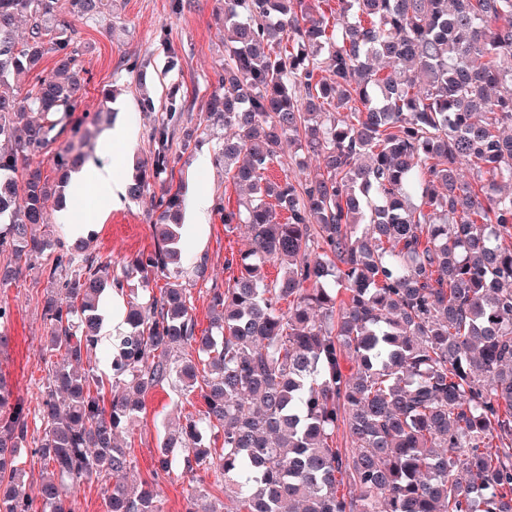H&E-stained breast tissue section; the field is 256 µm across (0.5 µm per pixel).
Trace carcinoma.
Masks as SVG:
<instances>
[{"label": "carcinoma", "instance_id": "cac0c4a2", "mask_svg": "<svg viewBox=\"0 0 512 512\" xmlns=\"http://www.w3.org/2000/svg\"><path fill=\"white\" fill-rule=\"evenodd\" d=\"M102 6L0 0V287L45 254L58 286L43 308L37 439L0 376V512H74L70 485L103 471L106 512H163L154 482L127 484L119 435L169 384L199 392L206 410L162 436L155 471H213L229 512H512V192L501 190L512 183V0H224L204 121L234 130L219 160L250 194L217 212L248 228L251 247L226 261L236 274L211 280L200 335L179 283L180 187L162 190L154 249L121 277L84 241L37 233L51 193L35 159L84 88L70 18ZM173 122L183 149L197 142L200 125L170 107L130 199L174 170ZM292 136L318 167L264 180ZM84 160L58 151L59 183ZM134 273L171 281L129 305L105 380L84 368L99 299ZM341 425L349 448L336 445ZM29 443L57 474L34 497Z\"/></svg>", "mask_w": 512, "mask_h": 512}]
</instances>
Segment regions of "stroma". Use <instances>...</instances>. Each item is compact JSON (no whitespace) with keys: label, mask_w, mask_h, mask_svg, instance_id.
Here are the masks:
<instances>
[{"label":"stroma","mask_w":512,"mask_h":512,"mask_svg":"<svg viewBox=\"0 0 512 512\" xmlns=\"http://www.w3.org/2000/svg\"><path fill=\"white\" fill-rule=\"evenodd\" d=\"M220 6V0H192L177 14L172 10V0H105L95 18L74 20L86 82L73 117L87 121V136L79 143L87 160H98L111 128L122 126L130 131L131 139L120 148L113 172L121 181H130L136 167L149 162L153 155L151 133L166 119L171 98L190 99V113L199 117L201 104L213 90V72L224 61ZM147 97L153 100V109L144 108ZM105 106L111 111L110 120L90 124V116ZM223 138V127L214 125L190 148H182L180 138L169 141L171 153L178 158L175 180L184 197L198 190L208 195L213 206L202 233L192 214H185L180 242L184 268L181 282L191 295L193 313L202 330L210 325L209 297L205 283L192 276L193 267L206 262L209 275L226 280V257L249 248L246 228H225L214 209L215 204L242 195L216 160ZM153 205L150 193L135 202L123 200L97 222L89 254L108 263L114 273H122L127 257L154 247L149 223ZM49 265V260L39 259L16 282L0 288V300L8 301L12 308L6 326L10 344L5 353H0V374L14 400L28 410L29 432L33 435L40 432V395L47 376L43 307L46 298L56 292L45 273ZM126 304L125 296L114 293L106 295L101 303L102 341L91 358L99 373L108 372L112 339L123 331L122 323L113 321L112 310ZM202 408L198 395H183L168 386L146 394L139 423L122 436L135 464L132 484L152 478L163 424L184 421ZM155 481L163 512H184L191 496L196 499L197 512H223L224 482L214 472L201 469L192 476L176 469Z\"/></svg>","instance_id":"1"}]
</instances>
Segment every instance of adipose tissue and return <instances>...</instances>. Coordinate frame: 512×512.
Returning a JSON list of instances; mask_svg holds the SVG:
<instances>
[{"instance_id": "1", "label": "adipose tissue", "mask_w": 512, "mask_h": 512, "mask_svg": "<svg viewBox=\"0 0 512 512\" xmlns=\"http://www.w3.org/2000/svg\"><path fill=\"white\" fill-rule=\"evenodd\" d=\"M128 138L129 135L125 129L119 128L112 131L104 148L105 163L83 168L72 180V192L79 197L93 196L99 204V213L108 212L112 205L121 201L124 195L125 187L114 176L110 160L115 150L121 148Z\"/></svg>"}]
</instances>
